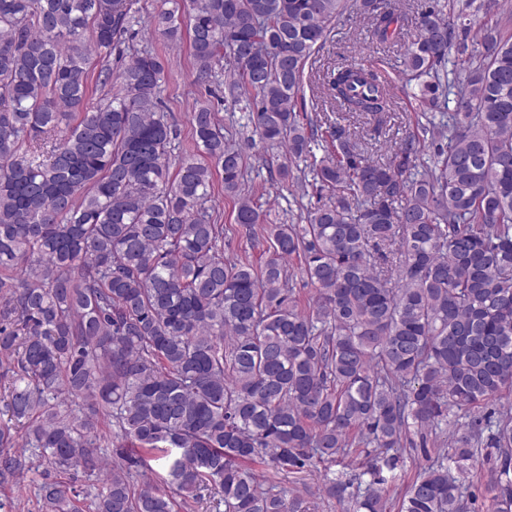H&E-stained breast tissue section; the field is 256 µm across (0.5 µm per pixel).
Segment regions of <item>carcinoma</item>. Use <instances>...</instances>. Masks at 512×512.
Masks as SVG:
<instances>
[{
	"mask_svg": "<svg viewBox=\"0 0 512 512\" xmlns=\"http://www.w3.org/2000/svg\"><path fill=\"white\" fill-rule=\"evenodd\" d=\"M165 3L150 28L176 45L188 28L201 79L227 62L231 101L249 91L248 123L280 151L270 176L297 180L305 162L316 203L267 223L243 188L248 155L206 106L190 116L197 152L174 155L149 50L101 69L112 93L89 105L91 56L139 23L131 0H0V484L39 471L43 512H196L205 491L214 512H313L251 465L326 473L372 448L327 493L386 512L388 451L453 427L398 512H475L445 461L466 472L484 448L496 512H512V411L489 406L512 391V12L428 0L407 41L389 0H190L184 20L182 0ZM354 6L377 41L405 42L425 119L382 161L297 111L306 63ZM471 10L497 20L472 37ZM322 87L380 140L394 97L377 72L341 66ZM214 165L237 232L265 225L255 260L224 257ZM463 408L483 414L462 424ZM21 431L29 456L13 451ZM152 459L176 495L137 480ZM78 472L102 486L61 480Z\"/></svg>",
	"mask_w": 512,
	"mask_h": 512,
	"instance_id": "1",
	"label": "carcinoma"
}]
</instances>
